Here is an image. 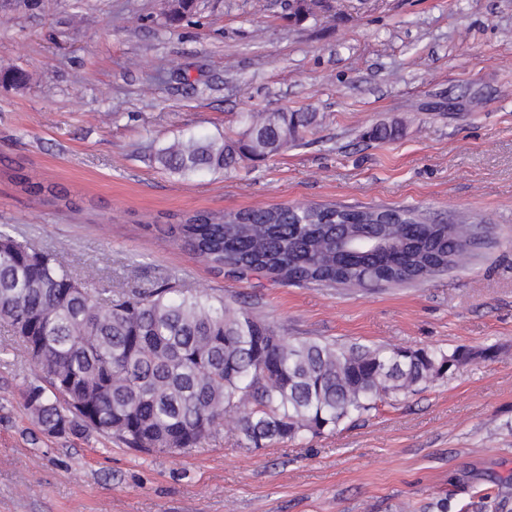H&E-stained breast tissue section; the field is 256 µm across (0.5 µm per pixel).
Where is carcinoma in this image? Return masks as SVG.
<instances>
[{
	"label": "carcinoma",
	"instance_id": "obj_1",
	"mask_svg": "<svg viewBox=\"0 0 512 512\" xmlns=\"http://www.w3.org/2000/svg\"><path fill=\"white\" fill-rule=\"evenodd\" d=\"M311 112L253 115L245 140L188 139L163 147L172 173L224 172L297 141ZM34 195L72 205L68 192L15 170ZM473 229L429 224L406 209L334 204L196 212L167 234L240 278L377 288L444 273ZM80 283L68 265L0 231V325L38 370L27 406L48 431L115 435L140 451L192 448L229 419L254 447L354 422L386 397L412 392L463 364L443 350L288 339L204 292L154 288L122 300Z\"/></svg>",
	"mask_w": 512,
	"mask_h": 512
}]
</instances>
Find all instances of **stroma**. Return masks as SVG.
I'll return each mask as SVG.
<instances>
[{"label":"stroma","mask_w":512,"mask_h":512,"mask_svg":"<svg viewBox=\"0 0 512 512\" xmlns=\"http://www.w3.org/2000/svg\"><path fill=\"white\" fill-rule=\"evenodd\" d=\"M0 0V229L62 252L119 299L174 286L237 302L278 335L466 350L468 361L334 431L256 448L232 423L139 452L51 434L33 367L0 326V512H512V0ZM311 112L298 145L179 176L177 139H238L252 112ZM394 129L386 140L372 129ZM66 188L24 192L15 164ZM412 208L488 241L424 281L325 288L213 270L164 231L196 211ZM23 167L15 170V174L13 178L16 183L21 185L22 188L34 195H41L42 193H48L51 197L53 203L62 202L65 207H69L73 205L72 200L69 198L68 192L63 189H58L56 186H47L45 187L42 183L32 182L31 179L26 175L21 173Z\"/></svg>","instance_id":"35a3bbf8"}]
</instances>
